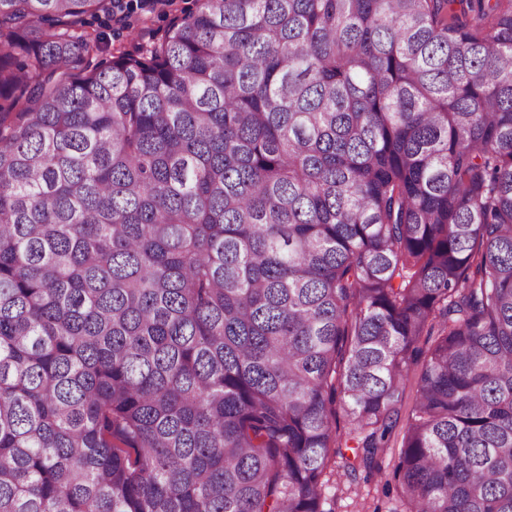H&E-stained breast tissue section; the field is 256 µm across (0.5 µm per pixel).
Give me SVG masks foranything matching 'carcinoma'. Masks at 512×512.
I'll use <instances>...</instances> for the list:
<instances>
[{
    "label": "carcinoma",
    "mask_w": 512,
    "mask_h": 512,
    "mask_svg": "<svg viewBox=\"0 0 512 512\" xmlns=\"http://www.w3.org/2000/svg\"><path fill=\"white\" fill-rule=\"evenodd\" d=\"M115 8L0 0V512H326L413 365L409 512H512V0H204L78 72Z\"/></svg>",
    "instance_id": "obj_1"
}]
</instances>
